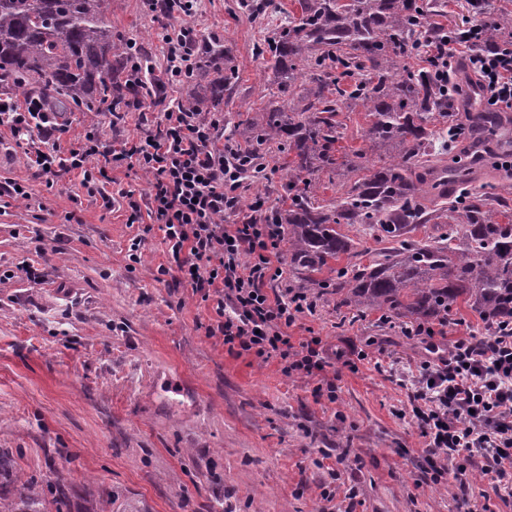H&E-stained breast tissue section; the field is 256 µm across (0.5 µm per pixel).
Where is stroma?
Here are the masks:
<instances>
[{"mask_svg": "<svg viewBox=\"0 0 512 512\" xmlns=\"http://www.w3.org/2000/svg\"><path fill=\"white\" fill-rule=\"evenodd\" d=\"M297 9V0H273L258 18L243 0H198L192 16L155 17L145 0H112V39L148 55L157 77L165 28L187 23L227 42L238 81L223 113L233 123L277 94L258 49ZM65 119L64 149L93 126L116 142L137 138L159 111L114 128L103 105ZM338 119L367 164L387 158L366 140L362 112ZM264 153L271 166L243 189L241 215L255 201L274 210L285 200L286 156L273 144ZM108 176L100 194L77 173L49 186L23 148L0 140V184L31 189L23 202L0 199V448L10 472L45 496L65 485L62 512H459L465 496L478 512H512V498L487 479L448 495L427 472L402 375L428 353L399 320L325 296L292 328L294 340L311 329L338 353L332 401L315 394L316 380L285 376L278 359L228 352L223 336L206 332L211 303L160 274L162 231L144 236L127 222L130 203L146 202L147 177L124 167Z\"/></svg>", "mask_w": 512, "mask_h": 512, "instance_id": "obj_1", "label": "stroma"}]
</instances>
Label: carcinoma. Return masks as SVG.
Segmentation results:
<instances>
[{
    "mask_svg": "<svg viewBox=\"0 0 512 512\" xmlns=\"http://www.w3.org/2000/svg\"><path fill=\"white\" fill-rule=\"evenodd\" d=\"M301 13L274 30L262 53L272 60L281 92L311 78L299 112L281 97L256 117L234 124L231 136L255 150L275 143L288 162L290 204L273 214L284 225L291 279L315 298L391 318L450 323L457 301L486 325L512 320V184L489 183L460 201L448 194L464 172L492 169L507 151L487 132L512 123L501 112L448 111L472 87L449 85L431 69L406 64L417 49L414 33L443 0H298ZM112 0H0V88L42 97L59 112L78 105H108L126 112L141 95L128 80L129 57L112 44ZM512 18L488 20L491 44L510 37ZM194 72L220 67V76L182 104L194 112L218 110L238 73L219 41L192 44ZM358 79L346 83L352 76ZM366 112V137L395 144V153L355 180L332 205L319 202L321 174L350 164L337 121L341 106ZM366 227L382 248L369 262L341 232ZM433 225L421 243L412 233ZM61 491L50 502L21 483L18 501L0 496V512H61Z\"/></svg>",
    "mask_w": 512,
    "mask_h": 512,
    "instance_id": "1",
    "label": "carcinoma"
}]
</instances>
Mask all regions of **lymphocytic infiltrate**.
I'll use <instances>...</instances> for the list:
<instances>
[{
  "instance_id": "f902f5d3",
  "label": "lymphocytic infiltrate",
  "mask_w": 512,
  "mask_h": 512,
  "mask_svg": "<svg viewBox=\"0 0 512 512\" xmlns=\"http://www.w3.org/2000/svg\"><path fill=\"white\" fill-rule=\"evenodd\" d=\"M483 26V14L474 13L467 28L449 29L431 45L428 59L440 62L441 82L464 67L478 77L484 101L512 112V41L484 44ZM193 37L188 25L167 29V76L192 73ZM223 126L221 113L189 112L171 100L160 128L138 141L115 145L93 127L64 152L59 113L37 97H0V127L26 145L32 168L46 182L77 172L88 188L109 168L122 166L149 175L148 210H132L129 220L145 216L164 231L182 283L213 304L216 321L208 333L223 336L229 351L279 358L283 374L318 379L316 393L335 400L336 379L322 338L313 334L296 342L289 334L315 314L317 301L284 284L282 226L263 212L224 221L239 210L245 166L265 157L226 139ZM413 334L434 353L419 365L412 384V411L431 469L462 486L481 457L488 462L486 476L512 494V322L500 324L482 347L468 337L438 347L430 326Z\"/></svg>"
}]
</instances>
